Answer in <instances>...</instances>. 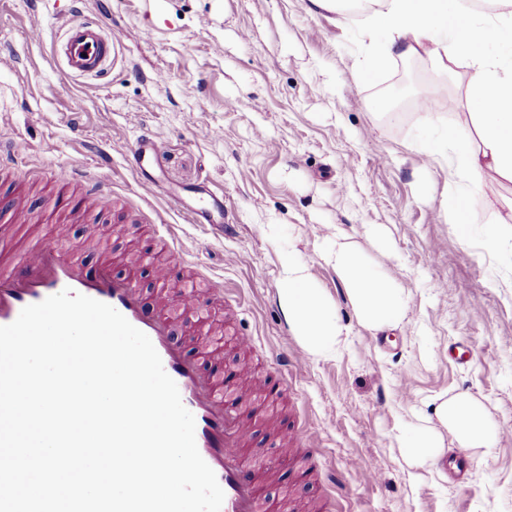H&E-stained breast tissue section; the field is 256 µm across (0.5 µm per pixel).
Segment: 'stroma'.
<instances>
[{
	"instance_id": "obj_1",
	"label": "stroma",
	"mask_w": 512,
	"mask_h": 512,
	"mask_svg": "<svg viewBox=\"0 0 512 512\" xmlns=\"http://www.w3.org/2000/svg\"><path fill=\"white\" fill-rule=\"evenodd\" d=\"M85 16L112 22L115 65L94 79L61 80L53 45L75 18L73 0H0V141L25 147L0 172V200L29 193L31 221L0 211V267L58 231L64 256L95 272L110 262L149 310L161 302L154 275L190 272L224 290L208 326L189 315L176 337L190 355L215 347L206 370L223 374L250 359L261 385L281 354L303 356L278 303L281 256L300 251L311 278L337 304L347 329L330 358L289 368L272 417L297 427V442L270 434L254 408L235 405L253 427L248 469L266 474L271 500L290 512L319 502L331 512H512V268L484 248L483 228H459L441 206L447 170L430 166L416 142L470 127L466 77L439 74L425 54L393 57L366 74L370 55L360 11L348 18L311 0H87ZM41 35L29 39L32 22ZM409 81L413 99L445 89L458 105L433 114L377 109L386 89ZM109 141H100L101 132ZM144 135L160 150L150 180L127 157ZM69 164L97 168L112 191L93 209L82 187L51 182ZM224 197L231 231L189 223L166 192ZM340 225L366 262L409 294L405 323L372 331L357 321L322 227ZM383 228L397 262L369 238ZM254 339L238 348L240 335ZM466 392L484 402L497 433L491 453L465 451L466 480L449 477L448 450L412 468L398 436L437 425V404ZM315 472L301 482L295 457ZM357 467H350V460Z\"/></svg>"
}]
</instances>
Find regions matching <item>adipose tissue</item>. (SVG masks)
<instances>
[{"label": "adipose tissue", "mask_w": 512, "mask_h": 512, "mask_svg": "<svg viewBox=\"0 0 512 512\" xmlns=\"http://www.w3.org/2000/svg\"><path fill=\"white\" fill-rule=\"evenodd\" d=\"M493 10L475 13L457 0H368L367 37L385 31L370 56L378 65L387 55L425 53L444 72L464 68L466 103L475 129L474 140L448 132L444 140L421 148L429 162L448 170L444 205L451 216H467L470 189L486 183L512 182V0H492ZM324 256L336 270L359 323L370 330L402 324L409 311L405 289L371 268L360 249L337 233ZM279 304L288 328L314 359L336 353L345 334L336 306L312 282L297 250L282 258ZM439 427L403 432L398 446L412 465H427L445 440L463 448L492 450L495 432L485 404L458 393L436 408Z\"/></svg>", "instance_id": "obj_1"}]
</instances>
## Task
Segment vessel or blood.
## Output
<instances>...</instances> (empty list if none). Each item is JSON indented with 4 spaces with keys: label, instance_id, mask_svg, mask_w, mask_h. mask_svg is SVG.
I'll return each instance as SVG.
<instances>
[{
    "label": "vessel or blood",
    "instance_id": "obj_1",
    "mask_svg": "<svg viewBox=\"0 0 512 512\" xmlns=\"http://www.w3.org/2000/svg\"><path fill=\"white\" fill-rule=\"evenodd\" d=\"M54 56L68 77L93 78L111 67L115 45L101 20H76L66 24ZM158 150L157 139L142 136L129 153V167L144 172ZM50 176L63 185L85 187L101 209L112 205L111 190L91 169L61 166ZM171 201L187 213L193 224L209 217L217 204L211 195L198 197L191 204L176 195ZM66 288L114 307L150 338L164 370L178 386L183 405L195 418L199 453L224 492L221 512H277L262 495L260 475L243 463L251 427L227 408L223 380L205 374L199 362L185 356L172 338L170 315L146 310L132 276L115 277L107 264L101 265L96 274H87L80 263L63 258L56 238H44L24 255L20 266L0 272V325L14 322L24 307Z\"/></svg>",
    "mask_w": 512,
    "mask_h": 512
}]
</instances>
